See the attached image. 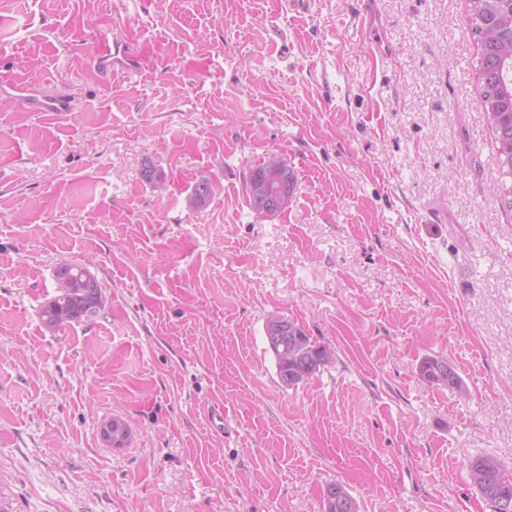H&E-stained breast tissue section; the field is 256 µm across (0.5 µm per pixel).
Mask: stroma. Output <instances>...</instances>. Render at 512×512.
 <instances>
[{
    "mask_svg": "<svg viewBox=\"0 0 512 512\" xmlns=\"http://www.w3.org/2000/svg\"><path fill=\"white\" fill-rule=\"evenodd\" d=\"M117 42L139 71L102 79ZM476 64L466 0H0V79L80 103L0 96V512H323L334 482L358 512H491L466 462L512 468V178ZM270 153L297 185L260 218ZM63 263L106 305L53 333ZM273 311L335 365L284 386ZM0 94L21 97L29 112H75V101L71 97L45 94L34 84L2 80ZM271 156L276 155H268L266 157H263L260 161L255 162L251 167L249 171V177H248V198H249V204L252 208V210L257 214L258 205L260 206V210L262 212L263 216H269L270 210L275 213L283 212L288 207V202L290 201L294 189L297 184V177L294 172V169L291 168L286 162L285 163V171H286V178L288 181V190L290 191V199H289V192L286 191V189H281L279 194L276 196L275 201L272 203L270 202L269 197V187L271 184L277 183L278 187L280 188L281 182H283V164L280 160V158L276 157V159L270 163H268L265 166V180L263 182H258L254 186V193L252 192V182L255 179V177L259 176L261 173H263V166L267 159H269ZM256 197V198H255ZM257 199V200H256ZM259 201V203L257 202ZM442 366H446L448 368V380L446 381L441 380L436 372H440ZM418 374L432 384L435 383L437 385H441L440 381H442L443 385L441 386L452 388L460 395H462L460 393V388L462 386H467L466 382L456 371L453 365L449 363L447 359L437 356L423 358L418 365ZM130 433L129 424L121 419L110 418L100 428L101 440L109 448H124Z\"/></svg>",
    "mask_w": 512,
    "mask_h": 512,
    "instance_id": "1",
    "label": "stroma"
}]
</instances>
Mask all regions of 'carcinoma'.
<instances>
[{"label":"carcinoma","mask_w":512,"mask_h":512,"mask_svg":"<svg viewBox=\"0 0 512 512\" xmlns=\"http://www.w3.org/2000/svg\"><path fill=\"white\" fill-rule=\"evenodd\" d=\"M470 30L478 46L477 80L481 88L485 110L495 112L496 121L491 132L497 147L502 173L512 175V155L505 147H512V0H467ZM212 181L201 177L195 184L191 201L203 208L211 201ZM57 281L68 280L71 288L57 293L41 306L44 326L55 332L58 329L89 320L105 307V295L97 278H85L77 273L71 263L59 265L54 274ZM288 326L294 331L280 336H267L277 373L287 387H296L316 375L331 361L326 354L330 347L311 339L293 322ZM418 374L432 384L460 391L466 382L447 359L433 356L423 358ZM301 376L297 382L294 377ZM482 497L491 504L493 512L501 502H512V471L502 463L490 467L485 474Z\"/></svg>","instance_id":"1"}]
</instances>
